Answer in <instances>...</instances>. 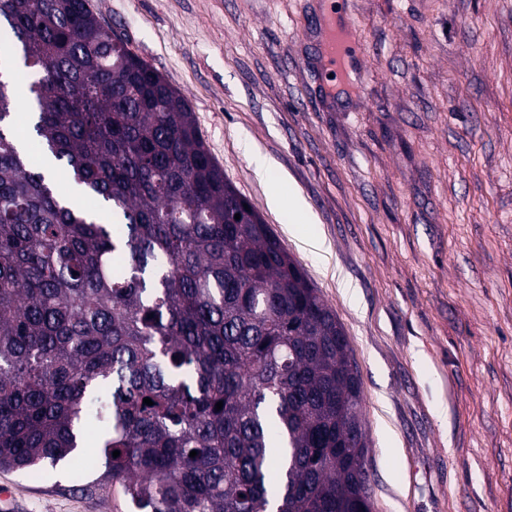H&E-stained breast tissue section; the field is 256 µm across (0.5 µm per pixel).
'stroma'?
Instances as JSON below:
<instances>
[{"label":"stroma","instance_id":"1","mask_svg":"<svg viewBox=\"0 0 512 512\" xmlns=\"http://www.w3.org/2000/svg\"><path fill=\"white\" fill-rule=\"evenodd\" d=\"M337 2L361 51L332 93L325 0H89L335 312L372 512H512V0ZM99 475L0 486L22 512H127L85 492Z\"/></svg>","mask_w":512,"mask_h":512}]
</instances>
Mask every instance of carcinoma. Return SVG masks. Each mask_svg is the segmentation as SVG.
I'll use <instances>...</instances> for the list:
<instances>
[{
	"instance_id": "obj_1",
	"label": "carcinoma",
	"mask_w": 512,
	"mask_h": 512,
	"mask_svg": "<svg viewBox=\"0 0 512 512\" xmlns=\"http://www.w3.org/2000/svg\"><path fill=\"white\" fill-rule=\"evenodd\" d=\"M0 23L29 74L0 80V469L80 449L140 512H372L343 327L186 99L88 0H0Z\"/></svg>"
}]
</instances>
